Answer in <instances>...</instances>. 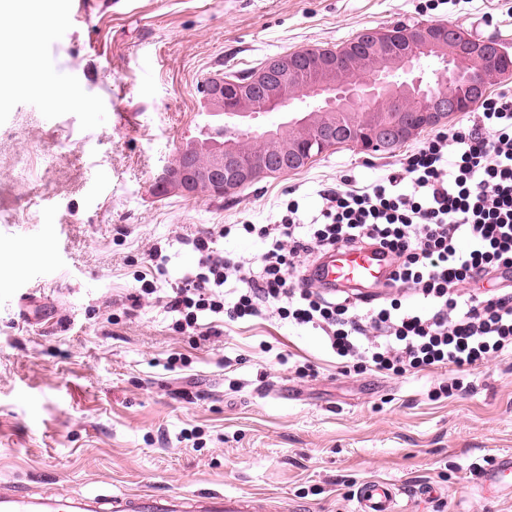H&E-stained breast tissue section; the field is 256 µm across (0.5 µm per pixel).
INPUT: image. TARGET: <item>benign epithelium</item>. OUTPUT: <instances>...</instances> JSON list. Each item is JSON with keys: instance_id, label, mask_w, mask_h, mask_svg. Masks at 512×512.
I'll return each mask as SVG.
<instances>
[{"instance_id": "7a95c632", "label": "benign epithelium", "mask_w": 512, "mask_h": 512, "mask_svg": "<svg viewBox=\"0 0 512 512\" xmlns=\"http://www.w3.org/2000/svg\"><path fill=\"white\" fill-rule=\"evenodd\" d=\"M399 31L397 26L376 27L364 31L361 38L371 55L383 57L395 68L410 74L418 56L411 52L399 55L391 52ZM407 34L419 50L434 48L445 53L441 77L454 74L461 64L469 67L468 92L471 100L502 75L500 60L504 59L503 51L492 41L471 39L458 27L441 23H427L407 31ZM310 65L321 70L325 80L302 87L300 94L320 100L325 106L312 112L291 113L288 121L278 128L251 130L250 135L257 139L259 146L248 154L234 139L193 138L184 141L156 175L152 192L159 197H229L263 178L300 170L316 157L336 149L343 135L336 130L332 112L336 102V72L342 69V63L334 56L310 49L306 53L292 52L270 59L262 70L241 83V105L237 113L252 114V103L256 100L276 101L280 88L290 83L302 67ZM365 70L367 65L363 61L349 66L348 93L354 94L357 88L364 87ZM227 83L229 80L221 73L201 82L199 100L203 111H224V87ZM404 88L424 101L423 109L392 123L375 126L370 136L364 139L363 148L391 151L421 128L437 125L466 106V101L461 98L431 97L422 89V82L414 78Z\"/></svg>"}]
</instances>
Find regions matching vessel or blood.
I'll list each match as a JSON object with an SVG mask.
<instances>
[{"instance_id":"b4317fda","label":"vessel or blood","mask_w":512,"mask_h":512,"mask_svg":"<svg viewBox=\"0 0 512 512\" xmlns=\"http://www.w3.org/2000/svg\"><path fill=\"white\" fill-rule=\"evenodd\" d=\"M317 281L326 288H361L384 284L390 268L385 258L369 249H340L330 252L313 268ZM403 488L381 480L363 483L356 512H409L401 502ZM114 512H180L177 500L154 495L123 494L108 497ZM250 500L243 496L210 497L206 512H251ZM71 507L56 499L36 502L15 490H0V512H70Z\"/></svg>"}]
</instances>
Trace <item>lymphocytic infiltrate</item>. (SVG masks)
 <instances>
[{
	"mask_svg": "<svg viewBox=\"0 0 512 512\" xmlns=\"http://www.w3.org/2000/svg\"><path fill=\"white\" fill-rule=\"evenodd\" d=\"M320 198L310 224L298 223L292 201L279 223L220 225L192 238L197 264L166 302L173 331L272 314L317 333L349 372L448 369V397L463 375L512 353V291L476 286L512 275L511 92L485 98L473 125L424 141L401 174L363 187L345 177ZM232 234L260 242L259 268L218 248ZM339 248L384 255V299L315 282L308 260Z\"/></svg>",
	"mask_w": 512,
	"mask_h": 512,
	"instance_id": "f902f5d3",
	"label": "lymphocytic infiltrate"
}]
</instances>
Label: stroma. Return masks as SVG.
Returning <instances> with one entry per match:
<instances>
[{"instance_id": "1", "label": "stroma", "mask_w": 512, "mask_h": 512, "mask_svg": "<svg viewBox=\"0 0 512 512\" xmlns=\"http://www.w3.org/2000/svg\"><path fill=\"white\" fill-rule=\"evenodd\" d=\"M417 22L512 52V0H99L83 20L58 11L33 54L64 99L0 96V487L354 512L377 479L433 488L415 512H512L511 487H478L512 454V355L433 401L447 369L348 375L317 337L277 319L227 321L205 339L171 330L163 300L132 299L152 247L177 278L197 262L183 237L278 223L292 199L309 223L320 191L345 175L358 187L386 177L436 133L390 155L341 145L231 198L154 196L158 170L197 133L199 82ZM174 353L185 363L169 366ZM303 364L314 374L301 380Z\"/></svg>"}]
</instances>
